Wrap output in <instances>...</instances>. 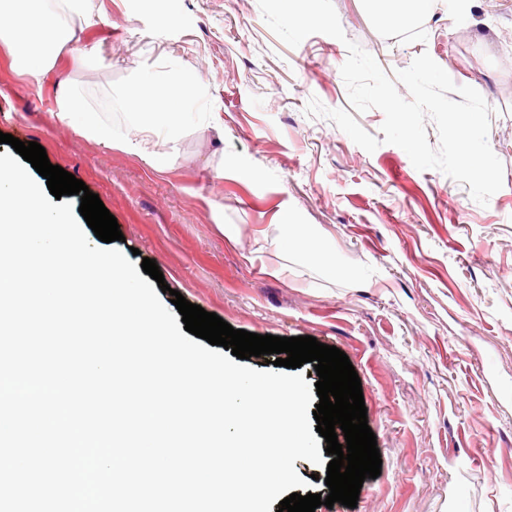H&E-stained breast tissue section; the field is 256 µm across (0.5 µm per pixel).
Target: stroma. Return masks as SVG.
Instances as JSON below:
<instances>
[{
  "instance_id": "obj_1",
  "label": "stroma",
  "mask_w": 512,
  "mask_h": 512,
  "mask_svg": "<svg viewBox=\"0 0 512 512\" xmlns=\"http://www.w3.org/2000/svg\"><path fill=\"white\" fill-rule=\"evenodd\" d=\"M345 40L291 48L258 0H92L79 44L41 84L0 46V132L43 146L115 216L134 264L233 328L310 335L349 357L381 474L356 508L315 512H512V0H439L417 37L381 30L362 0H333ZM386 74L430 56L491 108L503 186L487 205L399 147L374 152L310 98L348 108L346 40ZM196 75L169 168L80 136L55 115L59 83L101 96L136 80ZM288 210L336 271L281 243ZM228 225L230 236L218 224Z\"/></svg>"
}]
</instances>
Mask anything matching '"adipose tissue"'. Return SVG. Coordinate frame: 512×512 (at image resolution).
<instances>
[{
  "label": "adipose tissue",
  "mask_w": 512,
  "mask_h": 512,
  "mask_svg": "<svg viewBox=\"0 0 512 512\" xmlns=\"http://www.w3.org/2000/svg\"><path fill=\"white\" fill-rule=\"evenodd\" d=\"M373 18L384 27L402 31L417 18L429 20L434 0H365ZM91 22L88 0H0V44L10 52L15 68L33 83H41L59 59L75 55ZM188 83L176 79L159 85L140 81L111 91L112 103L130 119L134 136H120L111 122L100 118L80 88L60 85L56 92L58 117L98 144L140 157L155 170L176 149L183 121Z\"/></svg>",
  "instance_id": "1"
}]
</instances>
